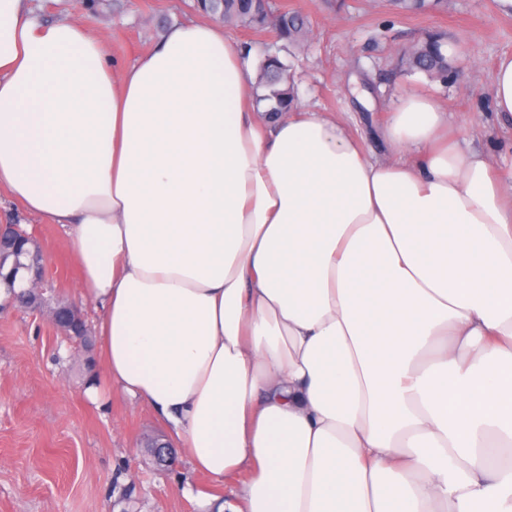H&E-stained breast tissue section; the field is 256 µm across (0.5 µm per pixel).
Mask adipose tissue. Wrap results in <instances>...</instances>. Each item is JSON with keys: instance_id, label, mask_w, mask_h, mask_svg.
Returning a JSON list of instances; mask_svg holds the SVG:
<instances>
[{"instance_id": "adipose-tissue-1", "label": "adipose tissue", "mask_w": 512, "mask_h": 512, "mask_svg": "<svg viewBox=\"0 0 512 512\" xmlns=\"http://www.w3.org/2000/svg\"><path fill=\"white\" fill-rule=\"evenodd\" d=\"M252 49L169 27L116 68L0 0V189L59 225L112 385L207 512H512V181L399 96L367 153L252 103Z\"/></svg>"}]
</instances>
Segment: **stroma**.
<instances>
[{
  "instance_id": "35a3bbf8",
  "label": "stroma",
  "mask_w": 512,
  "mask_h": 512,
  "mask_svg": "<svg viewBox=\"0 0 512 512\" xmlns=\"http://www.w3.org/2000/svg\"><path fill=\"white\" fill-rule=\"evenodd\" d=\"M275 2L309 15L306 38L287 46L239 28L231 34L287 63L299 105L336 113L366 152L382 155L380 129L398 95L433 97L453 123L480 128L472 150L512 173V122L494 112L491 89L497 60L512 54V14L499 11L496 0H444L421 14L401 11L393 0ZM31 8L41 22L80 23L119 63L146 55L168 27L199 16L193 0H31ZM429 32L442 38L447 81L400 62ZM355 83L370 91L372 108L355 101ZM1 223L33 236L55 301L73 306L94 328L98 313L82 297L81 269L62 231L4 192ZM155 442L178 453L175 468L155 464ZM180 450L163 417L110 388L96 344L70 341L43 313L0 306V512H203L206 496H231L236 481L215 484Z\"/></svg>"
}]
</instances>
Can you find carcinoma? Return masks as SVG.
Instances as JSON below:
<instances>
[{"mask_svg":"<svg viewBox=\"0 0 512 512\" xmlns=\"http://www.w3.org/2000/svg\"><path fill=\"white\" fill-rule=\"evenodd\" d=\"M409 13H421L440 5V0H395ZM206 14L224 12V21L232 23L257 36L272 34L283 44L295 42L307 29L308 17L286 6L277 7L270 0H202ZM411 70L427 73L434 79L448 75V61L439 37L427 34L416 48L405 57ZM287 65L280 56L266 54L258 67L256 101L270 103L269 111L281 112L295 101L294 88L287 83ZM42 261L38 248L26 244L15 254H0V286L10 292L25 284L27 269Z\"/></svg>","mask_w":512,"mask_h":512,"instance_id":"1","label":"carcinoma"}]
</instances>
